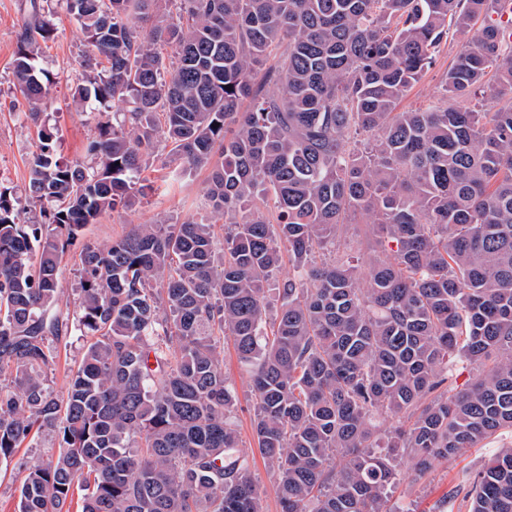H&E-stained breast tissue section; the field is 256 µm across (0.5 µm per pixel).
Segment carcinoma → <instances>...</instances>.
I'll use <instances>...</instances> for the list:
<instances>
[{
    "label": "carcinoma",
    "instance_id": "carcinoma-1",
    "mask_svg": "<svg viewBox=\"0 0 512 512\" xmlns=\"http://www.w3.org/2000/svg\"><path fill=\"white\" fill-rule=\"evenodd\" d=\"M62 2L86 38L73 101L116 112L84 159L57 158L50 78L34 65L53 27L31 0L13 72L38 140L25 201L44 220L21 223L0 189V460L43 433L58 448L28 468L18 512H70L75 494L81 512H260L217 332L250 372L281 512H415L392 500L402 461L423 475L512 433L501 0ZM450 25L468 35L450 100L396 111ZM487 94L493 112L451 102ZM161 152L209 171L223 239L161 221L87 242L73 254L78 309H57L63 258L100 215L147 195L141 172ZM352 224L356 259L340 250ZM74 327L89 341L59 400L44 371ZM460 358L491 362L463 390ZM467 496L470 512H512V448Z\"/></svg>",
    "mask_w": 512,
    "mask_h": 512
}]
</instances>
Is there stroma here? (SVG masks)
Wrapping results in <instances>:
<instances>
[{"label":"stroma","mask_w":512,"mask_h":512,"mask_svg":"<svg viewBox=\"0 0 512 512\" xmlns=\"http://www.w3.org/2000/svg\"><path fill=\"white\" fill-rule=\"evenodd\" d=\"M25 0H0V185L23 195L28 181L29 162L36 149L37 136L22 115L17 103L13 75V57L23 22ZM47 17L54 32L42 46L38 67L49 73L50 123L56 129L57 155L73 161L84 157L86 147L97 135L98 118L94 103H86L76 111L72 88L82 79L79 61L85 51L83 35L59 0H47ZM463 43L462 36L450 34L434 65L404 96L401 109L420 108L427 101L440 98L442 79ZM155 191L140 199L133 207L103 214L96 223L87 225L84 240L106 243L122 236L133 224H151L167 218L171 221L188 219L223 224L222 216L212 212L206 197L207 171L181 173L175 167L163 166L161 160L149 162L145 169ZM58 356L45 370L47 386L57 396H65L68 374L77 367L83 354L84 339L71 334L56 344ZM224 373L238 393L233 421L242 447L248 452L254 477L261 489V512H281L275 479L257 449L253 432L255 396L250 376L240 363L232 342L224 344ZM54 436L42 437L24 444L8 460L0 462V512H17L19 486L27 467L46 460L57 448ZM512 447V435L502 434L485 441L482 447L468 449L461 457L440 462L423 476L404 470L394 490L395 498L410 503L417 512H432L443 507L444 512H468L466 493L474 475L490 456Z\"/></svg>","instance_id":"stroma-1"}]
</instances>
